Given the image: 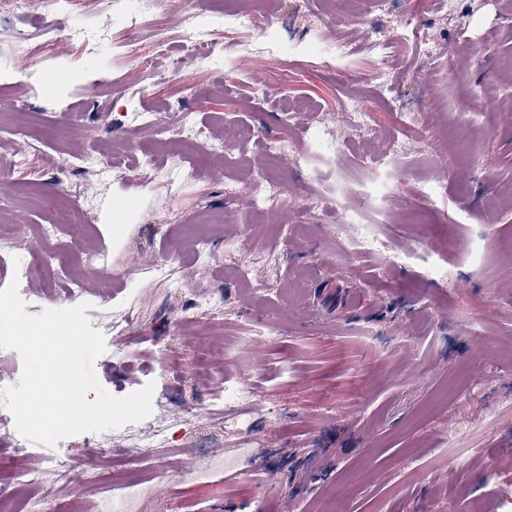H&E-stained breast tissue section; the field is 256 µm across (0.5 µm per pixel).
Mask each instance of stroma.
Segmentation results:
<instances>
[{
    "mask_svg": "<svg viewBox=\"0 0 512 512\" xmlns=\"http://www.w3.org/2000/svg\"><path fill=\"white\" fill-rule=\"evenodd\" d=\"M459 3L464 25L439 0H392L389 18L376 0H67L62 15L0 0V58L21 65L0 71V225L20 230L0 258L28 269L27 313L89 303L107 392L155 386L139 435L53 448L1 407L0 478L69 464L65 480L25 486L14 512H512V0ZM375 25L394 48L383 69L363 40ZM189 34L203 55H182ZM150 102L194 113L223 153L164 144L142 121ZM354 103L370 138L348 127ZM397 138L408 153L386 154ZM119 146L122 166L84 165ZM268 177L283 204L266 217L252 198ZM64 209L93 221L41 236ZM360 226L383 252H351ZM259 321L273 334L253 346ZM243 386L252 405L236 403ZM147 450L164 470L136 472L126 501ZM88 471L100 481L73 499Z\"/></svg>",
    "mask_w": 512,
    "mask_h": 512,
    "instance_id": "obj_1",
    "label": "stroma"
}]
</instances>
